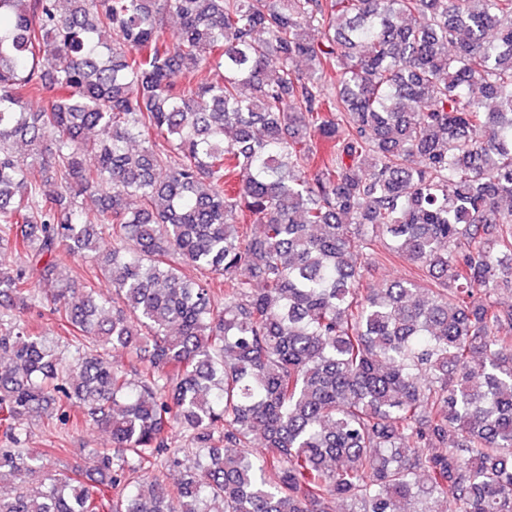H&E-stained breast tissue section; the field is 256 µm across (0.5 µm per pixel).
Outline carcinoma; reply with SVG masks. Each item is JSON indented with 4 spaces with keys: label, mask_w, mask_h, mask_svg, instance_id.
Segmentation results:
<instances>
[{
    "label": "carcinoma",
    "mask_w": 512,
    "mask_h": 512,
    "mask_svg": "<svg viewBox=\"0 0 512 512\" xmlns=\"http://www.w3.org/2000/svg\"><path fill=\"white\" fill-rule=\"evenodd\" d=\"M0 250V512H512V0H0ZM378 255L373 256L371 265L369 266V274H367V282L381 283L383 280L393 276H406L409 272H413V266L407 261L388 262L378 259ZM24 318L29 321L32 328L39 333L46 334L47 336L56 337L67 336L62 330L58 322L50 314V307L47 303L32 306L25 314ZM66 432L45 416L29 421L28 438L23 448L33 456L46 455L49 465L26 476L28 488L35 490L47 484L53 475L85 469L89 466L91 453L97 448H112L113 452L111 435L102 429L87 426Z\"/></svg>",
    "instance_id": "carcinoma-1"
}]
</instances>
